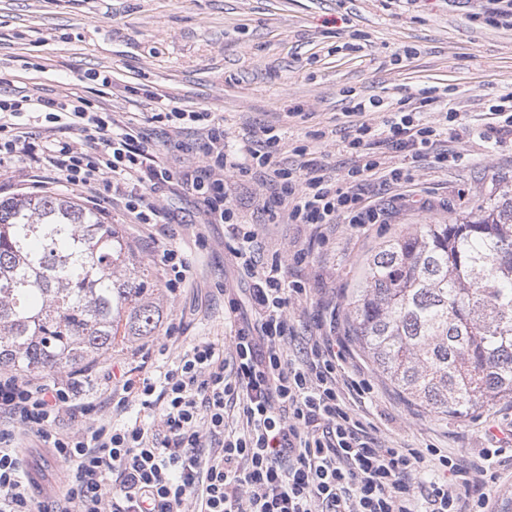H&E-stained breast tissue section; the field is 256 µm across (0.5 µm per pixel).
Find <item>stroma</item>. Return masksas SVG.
<instances>
[{"instance_id":"1","label":"stroma","mask_w":512,"mask_h":512,"mask_svg":"<svg viewBox=\"0 0 512 512\" xmlns=\"http://www.w3.org/2000/svg\"><path fill=\"white\" fill-rule=\"evenodd\" d=\"M488 0H0V96L45 99L80 96L117 122H139L156 163L176 171L200 167L190 146L196 131L176 134L151 115L160 104L204 109L224 121L235 147L279 137L281 165L299 166L297 146L315 148L332 177L351 157L341 143L351 131L345 117L354 99L377 97L366 113L381 124L398 101L419 104L433 91L457 113L447 142L459 165L410 164V183L371 184L377 223L270 224L262 200L274 186L263 173L228 177L227 197L241 223L254 225L258 263L280 260L287 281L302 282L307 299L287 313L296 360L311 334L335 325L347 349V375L364 374L374 386L365 398L348 396L351 412L379 443L394 448L434 446L472 460L483 448H501L486 484L493 512H512V445L498 432L512 430V400L461 420L428 412L394 389L375 369L348 326V303L367 259L387 240L422 224H445L471 212L475 200L512 185V142L479 138L476 127L488 100L512 92V26L487 22ZM108 76V84L97 75ZM301 106V116L291 115ZM50 195L85 201L79 189L50 170L19 159L0 170V197L31 194L33 180ZM173 243L188 257V287L158 288L164 317L154 352L141 373L154 375L189 343L205 340L230 352L234 326L226 318L227 289L241 283L232 242L221 224L205 223L196 196L180 187H156ZM101 219L117 225L139 260L157 266L149 232L134 224L119 201L102 205ZM308 258L296 263L294 255Z\"/></svg>"}]
</instances>
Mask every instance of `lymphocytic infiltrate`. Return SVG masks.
<instances>
[{
    "label": "lymphocytic infiltrate",
    "mask_w": 512,
    "mask_h": 512,
    "mask_svg": "<svg viewBox=\"0 0 512 512\" xmlns=\"http://www.w3.org/2000/svg\"><path fill=\"white\" fill-rule=\"evenodd\" d=\"M434 102L427 96L418 107L399 106L379 128L362 116L381 100L355 104L353 132L344 140L353 163L336 186L307 147H299L296 168L280 165L271 137L229 147L209 112L154 115L173 132L191 127L200 134L203 170L177 177L155 163L138 124H116L83 98H0V167L28 157L92 204L121 199L138 224L164 223L148 199L158 185L177 180L199 195L207 223L225 225L234 241L237 272L251 282L252 313L239 321L238 302L229 303L237 323L232 357L197 341L159 376L137 381L128 370L109 373L91 400L72 375L37 380L1 372L0 512H488V494L475 487L490 449L467 462L437 448L381 446L346 404V392L362 396L369 385L342 379L335 336L318 334L300 361L289 359L295 331L286 309L307 290L287 282L279 260L256 267V233L224 203L226 175L256 168L277 186L266 205L273 223H376L364 187L410 179L407 168L385 169L380 147L408 160L431 158L442 169L458 162L441 147L443 127L422 116ZM64 129L70 139L58 138ZM131 398L159 410L158 423L118 427L102 414L111 403L125 410ZM67 417L79 426L63 429ZM29 441L61 462V488H42L30 476L23 451Z\"/></svg>",
    "instance_id": "1"
}]
</instances>
